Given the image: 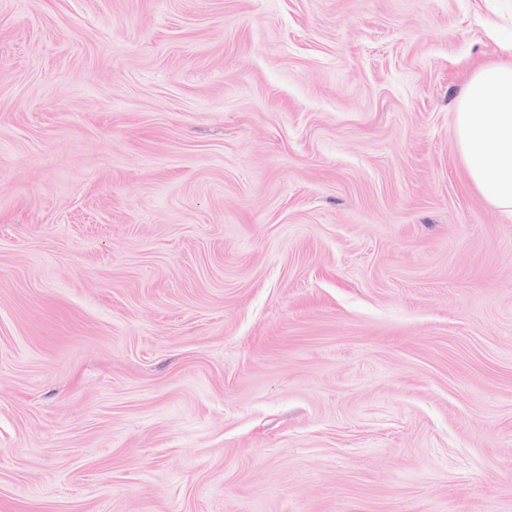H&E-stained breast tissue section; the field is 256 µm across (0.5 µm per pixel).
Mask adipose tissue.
I'll return each mask as SVG.
<instances>
[{"label": "adipose tissue", "mask_w": 512, "mask_h": 512, "mask_svg": "<svg viewBox=\"0 0 512 512\" xmlns=\"http://www.w3.org/2000/svg\"><path fill=\"white\" fill-rule=\"evenodd\" d=\"M455 136L472 183L512 215V59L473 73L458 103Z\"/></svg>", "instance_id": "adipose-tissue-1"}]
</instances>
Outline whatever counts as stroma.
I'll return each mask as SVG.
<instances>
[{
  "mask_svg": "<svg viewBox=\"0 0 512 512\" xmlns=\"http://www.w3.org/2000/svg\"><path fill=\"white\" fill-rule=\"evenodd\" d=\"M512 0H0V512H512V216L454 132Z\"/></svg>",
  "mask_w": 512,
  "mask_h": 512,
  "instance_id": "1",
  "label": "stroma"
}]
</instances>
